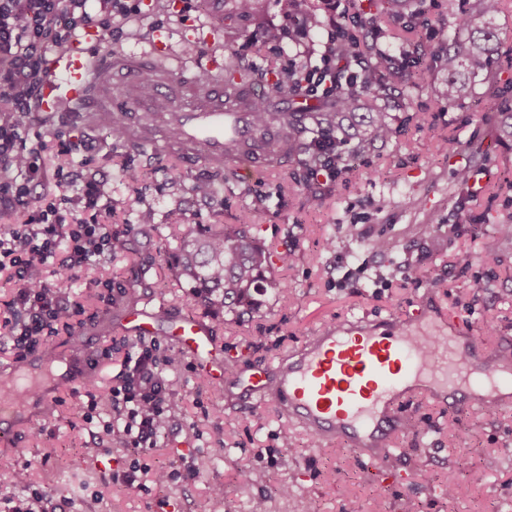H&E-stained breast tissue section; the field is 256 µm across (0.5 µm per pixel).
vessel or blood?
I'll use <instances>...</instances> for the list:
<instances>
[{
    "instance_id": "1",
    "label": "vessel or blood",
    "mask_w": 512,
    "mask_h": 512,
    "mask_svg": "<svg viewBox=\"0 0 512 512\" xmlns=\"http://www.w3.org/2000/svg\"><path fill=\"white\" fill-rule=\"evenodd\" d=\"M98 40L95 30H85L68 50L51 57L44 110L65 103L91 119L111 113L112 80L122 74L125 108L154 119L153 131L138 137L137 145L168 149L174 127L190 160L196 143L206 142L210 154L220 157L225 137H250L246 115L224 102L218 78L224 64L214 53L194 61L182 76L158 65L153 50L92 55L88 47ZM430 319L429 310H421L388 335L357 318L322 326L289 356L238 385L248 400L272 401L315 439H345L359 456L384 466L392 435L406 423L400 411L405 395L425 394L451 411L512 404V348L480 346L439 323L426 335L422 326ZM167 335L200 372L211 376L222 369V348L204 320L171 316Z\"/></svg>"
}]
</instances>
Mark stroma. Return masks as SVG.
I'll return each instance as SVG.
<instances>
[{"mask_svg": "<svg viewBox=\"0 0 512 512\" xmlns=\"http://www.w3.org/2000/svg\"><path fill=\"white\" fill-rule=\"evenodd\" d=\"M367 0H309L325 20L323 31L307 34L313 65H321L323 42L336 25L355 27ZM112 18V38L95 49L140 52L165 33L168 57L185 62L207 51L223 53L224 0H128ZM281 0H265L260 21L232 47L246 64L287 67V44L266 43L268 27L288 28ZM492 25L497 49L475 71L472 95L450 106L434 96L443 75L426 73V87L411 89L408 117L400 131L351 161L337 179L321 178L312 192L291 171L252 175L236 166L213 167L208 160L185 162L165 152L147 153L121 143L112 127L81 112H33L24 122L43 143L38 191L55 194L57 169H79L107 182L102 223L118 233L124 248L78 269L71 282L81 309L72 327L57 326L37 336L35 351L46 357L40 374L48 383L60 374L59 350L91 376L97 392L121 385L128 359L136 358L131 338L118 332L133 308L156 313V357L165 378L177 379L184 396L168 414V426L148 465L179 468L184 458L207 456L208 473L190 484L148 485L133 492L104 482L107 470L128 468L133 454L122 439L86 420L85 388L57 391L47 411L20 425L0 446V470L29 465L32 485L47 489L67 512H249L264 497L266 512H512V406H466L448 412L417 396L401 408L405 430L393 440L390 465L378 468L344 441L319 446L301 427L265 404L247 412L238 389L212 384L166 337V313L205 317L165 258L178 231L187 225L233 224L250 211L258 237L291 261L277 265L288 282L292 305L274 292L259 295L253 310L211 321L224 348V375L231 378L274 364L318 328L357 315L372 321L402 319L420 303L438 305L461 332L480 337L485 347L512 340V236L498 232L512 219V141L501 138L484 102L493 83L512 81V0H503ZM92 143V152L61 153L58 133ZM455 142L441 152L442 139ZM183 181L173 184V172ZM209 180L202 197L191 185ZM152 225L138 222L143 208ZM456 232H443V225ZM336 248H325L327 237ZM387 241L388 252L374 248ZM138 267L137 301L126 288ZM469 463L461 471L460 463ZM224 486L212 499L211 484Z\"/></svg>", "mask_w": 512, "mask_h": 512, "instance_id": "obj_1", "label": "stroma"}]
</instances>
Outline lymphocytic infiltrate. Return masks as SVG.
Returning <instances> with one entry per match:
<instances>
[{"mask_svg":"<svg viewBox=\"0 0 512 512\" xmlns=\"http://www.w3.org/2000/svg\"><path fill=\"white\" fill-rule=\"evenodd\" d=\"M125 0H0V210L14 213L13 226L0 231V269H10L17 284L12 302L16 329L0 344L23 350L29 337L51 324H68L73 307L67 289L48 287L43 269L54 265L57 279L106 252L116 241L98 220L104 185L71 170L56 176L58 195L36 192L32 183L41 166L42 144L19 121L23 112L41 109L49 77V53L65 47L77 30L96 28L103 40L112 37V16L124 12ZM76 201L83 217L67 220ZM176 381L164 380L150 350H143L122 387L91 393V409L105 415L103 430L123 432L140 452H152L166 429L167 413L176 405ZM0 485L23 486L27 492L0 500V512H53L49 494L30 487L27 468L0 472Z\"/></svg>","mask_w":512,"mask_h":512,"instance_id":"obj_1","label":"lymphocytic infiltrate"}]
</instances>
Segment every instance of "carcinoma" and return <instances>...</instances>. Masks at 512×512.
Here are the masks:
<instances>
[{
	"label": "carcinoma",
	"instance_id": "carcinoma-1",
	"mask_svg": "<svg viewBox=\"0 0 512 512\" xmlns=\"http://www.w3.org/2000/svg\"><path fill=\"white\" fill-rule=\"evenodd\" d=\"M460 8L448 0V26L453 36L442 37L429 52V59L446 74L439 93L444 102L456 105L468 98L474 75L473 66L492 57L495 31L492 17L501 0H465ZM393 0H370L375 12L360 18V25L371 31L372 43L358 49V39L342 33V39L328 46L335 64L326 71L330 86L305 106L309 91L303 85L311 72L308 57L285 71L266 72L244 69L231 55L224 58V99H246L252 139L243 142L224 139V162L243 152H250L259 166L274 170L288 162L304 172L302 183L315 184L317 173L334 170L342 174L348 161L369 151L375 142L396 133L388 108L405 107V97L395 95L402 73L415 68L420 48L393 55L380 48L388 40H403L413 32L420 5L403 13L405 23L395 32L381 25ZM263 0H234L233 9L224 13V49L241 39L243 23L257 20ZM512 86H495L489 99L491 112L497 114L501 131L512 137ZM273 252L252 234V219L241 216L235 224H204L198 231L184 234L167 263L179 281L192 290L215 315L245 311L255 305V294L270 284L278 289L283 302L291 301L288 284L270 276Z\"/></svg>",
	"mask_w": 512,
	"mask_h": 512
}]
</instances>
